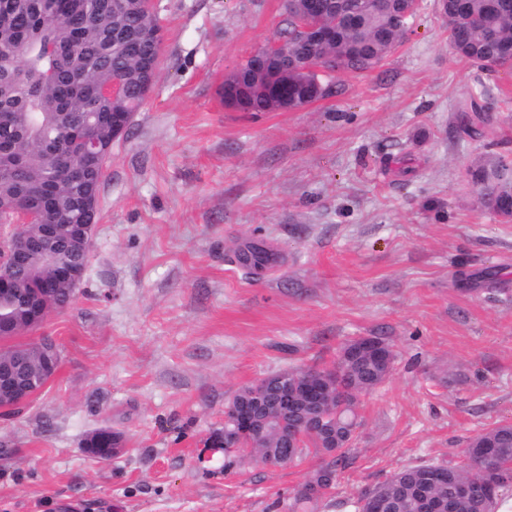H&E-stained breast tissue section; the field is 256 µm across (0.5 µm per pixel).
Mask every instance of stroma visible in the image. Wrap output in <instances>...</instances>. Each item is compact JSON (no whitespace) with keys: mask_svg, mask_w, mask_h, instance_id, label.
Here are the masks:
<instances>
[{"mask_svg":"<svg viewBox=\"0 0 512 512\" xmlns=\"http://www.w3.org/2000/svg\"><path fill=\"white\" fill-rule=\"evenodd\" d=\"M155 8L160 76L112 146L84 282L21 337H52L61 363L0 418V512H272L320 456L228 473L204 442L239 388L332 364L359 336L398 357L361 396L320 512L512 425V218L472 179L512 163V65L455 56L439 0H421L374 70L336 74L299 110L239 112L218 90L281 34L284 0ZM485 86L471 134L460 106ZM248 242L282 262L248 276L229 260ZM102 426L126 438L109 461L82 446Z\"/></svg>","mask_w":512,"mask_h":512,"instance_id":"1","label":"stroma"}]
</instances>
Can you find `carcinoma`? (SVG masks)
<instances>
[{
    "mask_svg": "<svg viewBox=\"0 0 512 512\" xmlns=\"http://www.w3.org/2000/svg\"><path fill=\"white\" fill-rule=\"evenodd\" d=\"M136 0H0V223L12 219L15 211L35 204L42 208L44 223L28 224L23 233L30 239L47 238L45 225L65 226V235L50 239L48 249L29 251L24 264L14 271L19 288L0 295V314L8 317L18 330L0 343V365L22 362L29 391L21 400H0V416L13 417L22 412L27 400L49 380L42 347L48 337L37 343L17 338L33 329L26 321L27 307L34 303L44 313L61 311L73 301L75 290L57 274L59 265L79 271L88 268L90 252L75 244L80 224L74 222L73 208L86 197L98 200L101 180L97 172L86 177L72 175L81 142L95 138L100 149L112 154V115L136 112L142 105L138 90L142 64L154 61L159 47L142 38L128 39L132 30L146 32L158 27L156 16L144 15ZM457 0H440V10L448 18V42L460 56L483 68L493 62L506 63L512 54V0H466L464 12L455 11ZM419 10L417 0H334V10L326 22L335 26V38L316 43L298 31V16L288 13L289 56L297 73L291 79L288 95L293 108L301 109L325 95L324 80L341 71L365 72L374 69L404 37ZM310 58L323 60L320 74L304 71ZM274 74L256 72L248 62L228 75L247 82L249 111L273 112L282 109L281 98L270 90ZM121 79L126 87L118 101L103 98L100 88ZM467 131L486 120L483 110L473 101L463 105ZM509 165L499 162L491 168L473 172L474 182L482 188V202L497 214L512 217L509 195ZM250 274H258L276 262L272 249L246 243L234 251ZM357 342L344 345L333 365L338 371L332 390L324 393L321 414L334 423L336 435L329 439L310 425L313 413L304 408L283 411L272 407L268 417L279 422L287 434L279 436L264 430L257 446L248 451L227 450L224 472L246 465L266 466V453L293 445L294 463L310 451L322 457V464L300 485L288 500L275 507L285 512H316L319 502L335 488L337 466L346 457L357 423V402L372 392L389 375L386 365L366 354L355 353ZM322 368L309 367L271 374L288 376V382L321 384ZM255 401L254 388L244 386L233 395V406L241 412ZM122 432L104 426L86 435L83 446L99 448L98 459L106 461L119 455L124 447ZM488 444L494 445L498 469L512 471V425L487 428L469 442L465 454L479 458ZM421 462L394 472L371 491L387 503L386 512H422L426 495L443 499L455 487L472 479H495V475L453 460L443 463L446 477L433 484L426 479ZM322 491L314 495L310 485ZM507 490L502 489L482 506L469 500H454L453 512H498Z\"/></svg>",
    "mask_w": 512,
    "mask_h": 512,
    "instance_id": "1",
    "label": "carcinoma"
}]
</instances>
